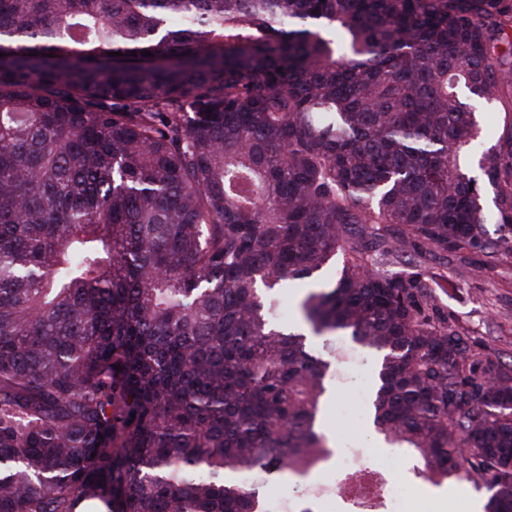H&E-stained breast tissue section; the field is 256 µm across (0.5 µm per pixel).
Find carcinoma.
I'll return each mask as SVG.
<instances>
[{
  "label": "carcinoma",
  "mask_w": 512,
  "mask_h": 512,
  "mask_svg": "<svg viewBox=\"0 0 512 512\" xmlns=\"http://www.w3.org/2000/svg\"><path fill=\"white\" fill-rule=\"evenodd\" d=\"M489 187L512 235V0H0V512H261L329 454L271 292L338 258L376 432L512 512V363L392 270L511 259Z\"/></svg>",
  "instance_id": "carcinoma-1"
}]
</instances>
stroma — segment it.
I'll return each mask as SVG.
<instances>
[{"instance_id": "35a3bbf8", "label": "stroma", "mask_w": 512, "mask_h": 512, "mask_svg": "<svg viewBox=\"0 0 512 512\" xmlns=\"http://www.w3.org/2000/svg\"><path fill=\"white\" fill-rule=\"evenodd\" d=\"M403 270H418L428 286L437 287L438 304L449 325L471 336L491 358L512 360V264L499 262L480 253L461 251L449 258L430 253L419 262L403 261ZM331 399L324 408L325 432L332 446L347 444L365 449H381L384 458L409 476V497L420 499L426 512H468L469 499L478 497L479 489L455 482L451 487H434L413 478L418 464L415 456L384 446L375 433L370 418L352 425L336 419V406L355 389L354 380H328Z\"/></svg>"}]
</instances>
